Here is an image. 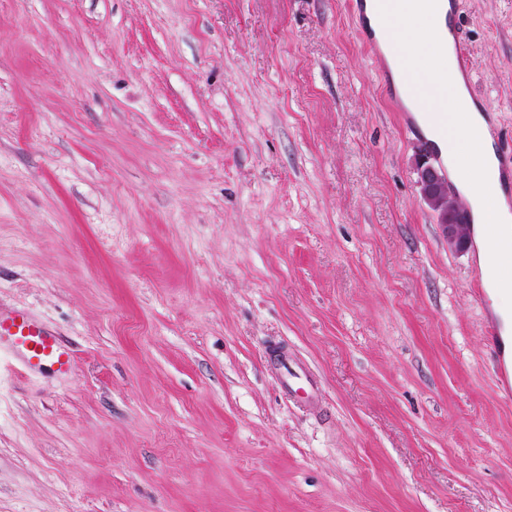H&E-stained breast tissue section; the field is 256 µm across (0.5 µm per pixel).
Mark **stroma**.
I'll return each instance as SVG.
<instances>
[{
  "mask_svg": "<svg viewBox=\"0 0 512 512\" xmlns=\"http://www.w3.org/2000/svg\"><path fill=\"white\" fill-rule=\"evenodd\" d=\"M512 142V0H460ZM347 0H0V512H512L476 248ZM314 373L320 410L267 351ZM420 201L431 211L441 235L453 252H463L469 243L470 224L462 222L463 203L452 192L448 179L431 161L429 153L420 150L416 158ZM3 347L18 352L28 371L70 373L74 368L72 354L43 323L23 310H0V353Z\"/></svg>",
  "mask_w": 512,
  "mask_h": 512,
  "instance_id": "1",
  "label": "stroma"
}]
</instances>
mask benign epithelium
<instances>
[{
    "label": "benign epithelium",
    "instance_id": "7a95c632",
    "mask_svg": "<svg viewBox=\"0 0 512 512\" xmlns=\"http://www.w3.org/2000/svg\"><path fill=\"white\" fill-rule=\"evenodd\" d=\"M415 167L420 201L431 211L436 223L440 224L441 235L448 244V250L464 251L469 243V225L462 222L463 203L452 192L448 179L431 161L429 153L419 151Z\"/></svg>",
    "mask_w": 512,
    "mask_h": 512
}]
</instances>
